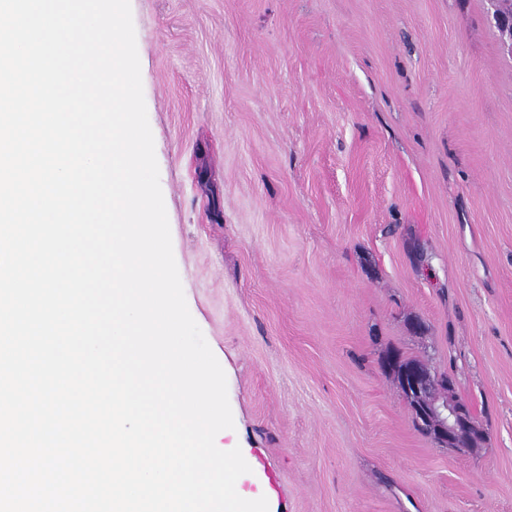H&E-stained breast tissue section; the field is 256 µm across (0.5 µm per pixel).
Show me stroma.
Wrapping results in <instances>:
<instances>
[{
    "mask_svg": "<svg viewBox=\"0 0 512 512\" xmlns=\"http://www.w3.org/2000/svg\"><path fill=\"white\" fill-rule=\"evenodd\" d=\"M187 305L269 512H512V49L492 0H130ZM482 440L416 430L391 353Z\"/></svg>",
    "mask_w": 512,
    "mask_h": 512,
    "instance_id": "1",
    "label": "stroma"
}]
</instances>
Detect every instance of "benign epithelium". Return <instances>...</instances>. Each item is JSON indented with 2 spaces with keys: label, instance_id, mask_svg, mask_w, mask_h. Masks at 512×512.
I'll use <instances>...</instances> for the list:
<instances>
[{
  "label": "benign epithelium",
  "instance_id": "obj_1",
  "mask_svg": "<svg viewBox=\"0 0 512 512\" xmlns=\"http://www.w3.org/2000/svg\"><path fill=\"white\" fill-rule=\"evenodd\" d=\"M401 376L414 419L428 437L450 448H475L482 433L453 379L445 380L423 364L403 368Z\"/></svg>",
  "mask_w": 512,
  "mask_h": 512
}]
</instances>
